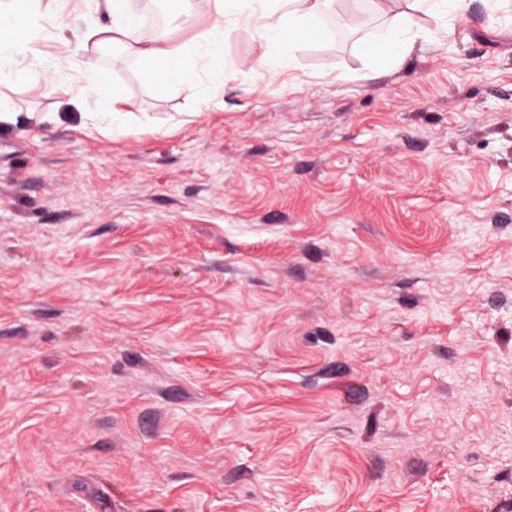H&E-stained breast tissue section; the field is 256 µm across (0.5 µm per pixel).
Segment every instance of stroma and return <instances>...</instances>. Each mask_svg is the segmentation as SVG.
<instances>
[{"label": "stroma", "mask_w": 512, "mask_h": 512, "mask_svg": "<svg viewBox=\"0 0 512 512\" xmlns=\"http://www.w3.org/2000/svg\"><path fill=\"white\" fill-rule=\"evenodd\" d=\"M92 87L0 62V512H512V0ZM65 56L64 76L36 58ZM376 10L385 19V31L361 44V52L367 57H387L397 61L403 58L412 44L422 35L415 28L413 17L409 12H394L389 0H374Z\"/></svg>", "instance_id": "1"}]
</instances>
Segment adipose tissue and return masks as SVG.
<instances>
[{"label":"adipose tissue","instance_id":"adipose-tissue-1","mask_svg":"<svg viewBox=\"0 0 512 512\" xmlns=\"http://www.w3.org/2000/svg\"><path fill=\"white\" fill-rule=\"evenodd\" d=\"M114 16L109 27L110 42H128L129 54L140 64L143 79L152 84L157 93L163 94L175 87L192 85L196 72L186 55L165 39L146 43H130L135 28L129 0H109ZM323 0H262L257 29L262 50L272 48L281 52H292L297 44L296 36L310 32L319 37L324 31L322 20ZM376 10L385 19V30L373 39L364 41L361 51L368 57H384L391 61L403 58L412 44L420 37L412 14L426 11L434 14L461 12L467 0H413L411 11H393L389 0H374Z\"/></svg>","mask_w":512,"mask_h":512}]
</instances>
